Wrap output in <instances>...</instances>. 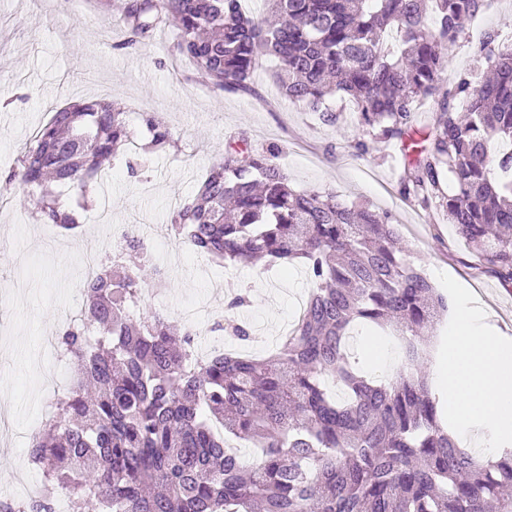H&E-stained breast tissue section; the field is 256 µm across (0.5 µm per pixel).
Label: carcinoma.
Instances as JSON below:
<instances>
[{
  "label": "carcinoma",
  "mask_w": 512,
  "mask_h": 512,
  "mask_svg": "<svg viewBox=\"0 0 512 512\" xmlns=\"http://www.w3.org/2000/svg\"><path fill=\"white\" fill-rule=\"evenodd\" d=\"M265 2L271 25L241 0H126L119 21L140 36L174 25L172 56L221 90L250 92L272 56L289 102L333 124L326 98H348L358 152L371 141L398 146L402 193L443 210L477 265L511 288L512 152L502 147L512 144V45L487 33L478 59L489 76L477 86L462 78L452 94L441 87L448 50L484 0ZM428 100L435 119L417 140L415 114ZM146 125L142 169L175 146L159 118ZM130 139L112 102H70L29 139L6 182L39 187L34 218L72 231L88 205H61L55 187L78 184L94 199L105 162ZM274 155L228 144L169 224L227 266H307L312 292L276 352L197 362L191 330L177 334L156 311L133 323L150 256L126 237L84 279L85 308L57 338L77 370L28 448L46 489L24 504L0 502V512H59L57 488L68 512H512V449L488 468L460 447L425 370L448 297L408 258L390 214L295 192ZM358 324L398 339L395 377H371L351 359ZM212 331L251 339L235 320ZM231 438L252 439L256 463L243 464Z\"/></svg>",
  "instance_id": "obj_1"
}]
</instances>
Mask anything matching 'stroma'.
<instances>
[{"label":"stroma","instance_id":"35a3bbf8","mask_svg":"<svg viewBox=\"0 0 512 512\" xmlns=\"http://www.w3.org/2000/svg\"><path fill=\"white\" fill-rule=\"evenodd\" d=\"M101 0H0V414L13 438L0 439V484L38 478L28 460L31 436L50 421L44 407L64 389L47 391L44 376L57 367L45 338H57L79 315L84 298L88 245L117 249L119 238L98 237L95 222L136 226L143 232L151 261L167 274L170 286L154 292L151 270L142 273V299L130 310L142 317L154 310L197 334L201 350H212L213 323L228 317L227 297L248 290L251 303L239 317L252 333L251 347L274 348L277 336L295 322L307 299L310 280L301 264L266 269L223 267L202 262L182 236L157 240V226L196 192L228 142L247 140L253 149L274 150L292 187L335 193L338 200L390 212L412 260L428 278L445 272L474 289L492 310L495 331L512 337V288L484 268L458 237L443 211L422 208L400 192L401 164L393 148L371 143L359 154V132L352 104L333 100L338 115L324 123L318 113L280 98L274 83L278 62L269 59L256 72L252 92L216 89L187 61L175 60V28L130 40ZM512 37V0H485L450 52L442 74L445 88L476 71L474 49L485 33ZM74 100H107L126 113L130 131L147 138L145 116L161 118L177 145L152 159L142 176L120 155L100 190L98 202L78 232L65 233L36 222L29 210L38 191L6 184L25 143L51 112Z\"/></svg>","mask_w":512,"mask_h":512}]
</instances>
